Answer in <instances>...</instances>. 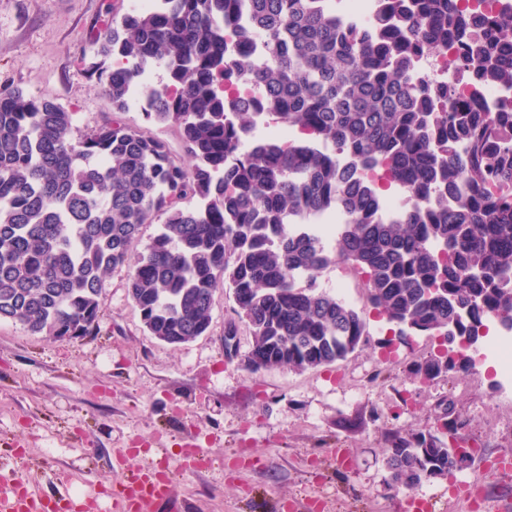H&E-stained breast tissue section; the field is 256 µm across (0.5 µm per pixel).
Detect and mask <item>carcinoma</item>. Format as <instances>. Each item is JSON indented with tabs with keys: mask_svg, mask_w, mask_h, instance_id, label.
Listing matches in <instances>:
<instances>
[{
	"mask_svg": "<svg viewBox=\"0 0 512 512\" xmlns=\"http://www.w3.org/2000/svg\"><path fill=\"white\" fill-rule=\"evenodd\" d=\"M457 2L384 0L368 25L336 0H158L114 14L84 62L112 113L76 138L75 113L52 96L0 90V320L85 336L104 316L105 278L124 268L149 335H204L222 288L251 328V370L303 372L368 335L366 315L318 283L339 261L361 271L396 336L512 322V110L413 78L420 56L456 48L458 82L512 89V18ZM468 28L478 38L465 42ZM154 69L165 80L142 118L177 126L189 166L121 118ZM261 116L305 138L260 137ZM385 188L407 197L390 223L378 217ZM336 210L333 257L292 220ZM448 370L441 352L415 374ZM387 467L405 489L444 478L447 442L398 435Z\"/></svg>",
	"mask_w": 512,
	"mask_h": 512,
	"instance_id": "cac0c4a2",
	"label": "carcinoma"
}]
</instances>
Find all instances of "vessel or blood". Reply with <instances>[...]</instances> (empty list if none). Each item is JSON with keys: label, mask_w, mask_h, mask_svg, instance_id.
<instances>
[{"label": "vessel or blood", "mask_w": 512, "mask_h": 512, "mask_svg": "<svg viewBox=\"0 0 512 512\" xmlns=\"http://www.w3.org/2000/svg\"><path fill=\"white\" fill-rule=\"evenodd\" d=\"M171 485L162 466L140 468L114 484L110 498L114 512H146L148 506L169 501ZM71 493L53 496L35 493L29 484L16 483L8 496L0 497V512H68Z\"/></svg>", "instance_id": "vessel-or-blood-1"}]
</instances>
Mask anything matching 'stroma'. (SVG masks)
<instances>
[{"label": "stroma", "instance_id": "obj_1", "mask_svg": "<svg viewBox=\"0 0 512 512\" xmlns=\"http://www.w3.org/2000/svg\"><path fill=\"white\" fill-rule=\"evenodd\" d=\"M132 0H0V84L51 95L87 132L109 105L81 59L88 38ZM364 276L336 264L319 279L367 307ZM99 329L59 340L0 320V483L24 480L44 494L70 489L112 512L111 482L129 466L162 464L173 479L162 512H282L286 502H324L326 512H501L512 501V388L496 362L431 380L415 368L439 339L414 335L386 355V321L369 315L365 345L346 359L305 372L247 366L252 335L217 289L207 334L180 345L150 336L133 303L127 273L104 288ZM237 321V349L224 352V326ZM466 420L478 451L447 478L395 488L386 466L393 435L440 433ZM208 466L196 469L187 446Z\"/></svg>", "mask_w": 512, "mask_h": 512}]
</instances>
